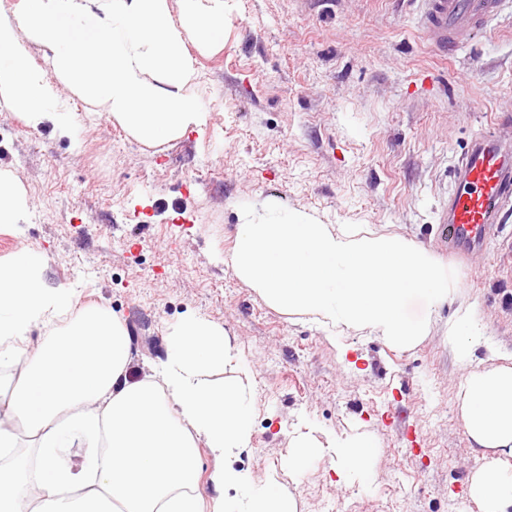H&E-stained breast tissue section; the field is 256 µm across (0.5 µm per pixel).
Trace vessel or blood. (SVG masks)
I'll return each instance as SVG.
<instances>
[{"mask_svg": "<svg viewBox=\"0 0 512 512\" xmlns=\"http://www.w3.org/2000/svg\"><path fill=\"white\" fill-rule=\"evenodd\" d=\"M429 43L445 52L460 31H482L498 14L502 0H411ZM457 188L441 217L440 237L449 251L482 246L512 203V147L499 135L474 136L455 167Z\"/></svg>", "mask_w": 512, "mask_h": 512, "instance_id": "obj_1", "label": "vessel or blood"}]
</instances>
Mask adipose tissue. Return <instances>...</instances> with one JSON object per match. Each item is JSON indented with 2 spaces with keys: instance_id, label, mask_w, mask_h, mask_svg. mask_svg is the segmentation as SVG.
I'll use <instances>...</instances> for the list:
<instances>
[{
  "instance_id": "obj_1",
  "label": "adipose tissue",
  "mask_w": 512,
  "mask_h": 512,
  "mask_svg": "<svg viewBox=\"0 0 512 512\" xmlns=\"http://www.w3.org/2000/svg\"><path fill=\"white\" fill-rule=\"evenodd\" d=\"M225 3L24 0L23 12L0 11V102L28 125L65 131L64 84L144 144L203 131L209 114L188 48L222 46ZM231 266L278 309L397 348L423 340L437 309L457 303L448 344L466 367L459 418L473 447L492 452L469 495L482 512H512V365L472 367L481 339L472 307L425 249L302 212L245 213ZM414 299L422 311L412 318ZM36 329L46 335L32 348ZM132 362L123 322L103 305L76 307L72 289L47 287L37 254L20 251L0 269V371L9 372L0 379V512H298L278 473L258 478L232 463L249 448L255 380L222 327L188 319L141 378H129ZM22 434L33 456L17 453ZM289 446V475L324 453L342 483L366 481L377 454L366 434L310 430ZM203 447L214 459L208 498L198 489Z\"/></svg>"
}]
</instances>
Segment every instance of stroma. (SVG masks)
I'll return each instance as SVG.
<instances>
[{
  "instance_id": "1",
  "label": "stroma",
  "mask_w": 512,
  "mask_h": 512,
  "mask_svg": "<svg viewBox=\"0 0 512 512\" xmlns=\"http://www.w3.org/2000/svg\"><path fill=\"white\" fill-rule=\"evenodd\" d=\"M189 53L210 121L159 145L67 91L65 133L0 103V170L29 202L24 223L0 226V266L39 255L49 286L123 321L138 370L187 316L224 328L255 374L251 449L236 461L254 475L285 469L296 429L371 435L369 483H340L329 458L316 460L286 482L298 512H480L468 480L485 460L457 413L453 306L410 348L350 331L342 353L311 315L267 304L228 259L240 213L268 205L403 237L472 303L474 365L487 366L492 347L512 355V212L471 254L439 237L472 137L512 135V0L447 56L407 0H229L223 46Z\"/></svg>"
}]
</instances>
